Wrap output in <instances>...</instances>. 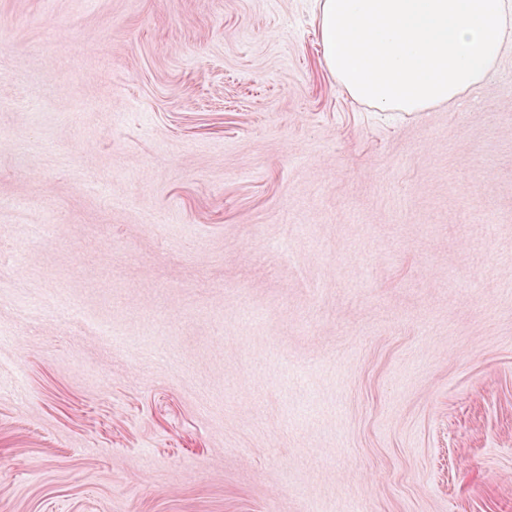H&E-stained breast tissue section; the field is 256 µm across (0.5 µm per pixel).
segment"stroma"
<instances>
[{"label":"stroma","mask_w":512,"mask_h":512,"mask_svg":"<svg viewBox=\"0 0 512 512\" xmlns=\"http://www.w3.org/2000/svg\"><path fill=\"white\" fill-rule=\"evenodd\" d=\"M0 53V512H512V48L420 112L314 0H0Z\"/></svg>","instance_id":"obj_1"}]
</instances>
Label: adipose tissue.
Listing matches in <instances>:
<instances>
[{"label": "adipose tissue", "instance_id": "ef3b65f1", "mask_svg": "<svg viewBox=\"0 0 512 512\" xmlns=\"http://www.w3.org/2000/svg\"><path fill=\"white\" fill-rule=\"evenodd\" d=\"M324 59L381 112L457 102L512 41V0H317Z\"/></svg>", "mask_w": 512, "mask_h": 512}]
</instances>
